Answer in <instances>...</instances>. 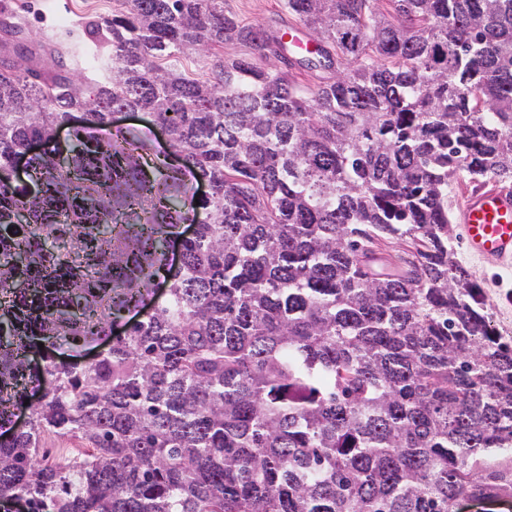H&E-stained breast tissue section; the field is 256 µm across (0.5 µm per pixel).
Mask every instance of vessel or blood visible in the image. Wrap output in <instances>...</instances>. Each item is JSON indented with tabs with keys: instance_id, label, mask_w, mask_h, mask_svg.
<instances>
[{
	"instance_id": "vessel-or-blood-1",
	"label": "vessel or blood",
	"mask_w": 512,
	"mask_h": 512,
	"mask_svg": "<svg viewBox=\"0 0 512 512\" xmlns=\"http://www.w3.org/2000/svg\"><path fill=\"white\" fill-rule=\"evenodd\" d=\"M466 251L504 265L512 260V194L495 188L469 196L458 208Z\"/></svg>"
}]
</instances>
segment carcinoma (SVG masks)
<instances>
[{
  "mask_svg": "<svg viewBox=\"0 0 512 512\" xmlns=\"http://www.w3.org/2000/svg\"><path fill=\"white\" fill-rule=\"evenodd\" d=\"M283 4L315 37L294 61L312 87L260 66L252 48L285 63L288 48L224 0H122L76 35L40 33L69 64L33 70L21 46L0 65V426L41 391L30 426L0 432V498L28 512L512 498V345L455 260L448 213L454 180L512 181V0ZM1 17L22 33L9 0ZM235 44L250 52L224 53ZM122 109L166 130L169 155L116 125ZM33 141L48 149L16 183ZM51 436L74 447L48 463Z\"/></svg>",
  "mask_w": 512,
  "mask_h": 512,
  "instance_id": "cac0c4a2",
  "label": "carcinoma"
}]
</instances>
